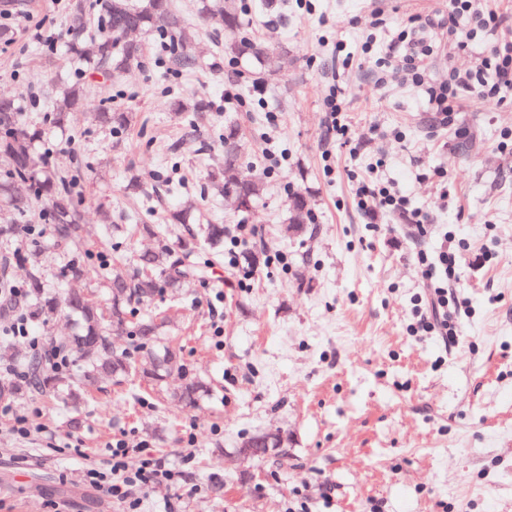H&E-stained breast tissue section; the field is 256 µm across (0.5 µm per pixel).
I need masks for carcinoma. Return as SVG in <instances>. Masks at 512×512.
Segmentation results:
<instances>
[{
  "label": "carcinoma",
  "mask_w": 512,
  "mask_h": 512,
  "mask_svg": "<svg viewBox=\"0 0 512 512\" xmlns=\"http://www.w3.org/2000/svg\"><path fill=\"white\" fill-rule=\"evenodd\" d=\"M103 36L100 38L95 66L114 75L144 63L143 42L131 41L125 32L139 34L156 32L165 39L168 62L176 72L190 70L196 65L191 39L183 15L173 0H104ZM199 13L219 17L224 22V52L249 53L257 59L270 55L268 46L242 37L243 24L235 0H202ZM84 7L76 5L69 20V50L78 57L86 56ZM86 105V89L80 83L65 87L55 98L49 119L62 129L68 126L69 115ZM210 106L203 99L190 103L180 101L177 111L188 113V129L193 131ZM97 119L113 131H123L130 124L127 112H100ZM42 131L28 122L11 98H0V161L5 166L0 176V203L17 214L26 212L32 196L46 198L49 208L50 231L59 244L80 249L86 245L85 225L75 202L74 191L49 167L45 158L36 154L35 143ZM224 166L211 174L222 185L224 193L232 196L239 211L249 210L260 198L263 184L251 177L236 150V132H224ZM289 228L296 236L306 234L312 224L311 204L306 196H294ZM134 230L155 233L151 224H114L112 235L122 237ZM227 230L222 224H207L199 234L176 246L164 244L157 250L138 256L130 275L114 277L98 273L112 304H102L96 291L66 290L57 295L49 290L41 270V253L33 251L26 257L29 273L24 281L27 317L46 321L60 310L77 317L78 331L55 337L48 346L30 353L23 369L0 377V401L9 402L21 396L39 392L61 401L73 412L86 403L87 389L100 376L109 375L118 381L134 380L137 375L157 383L175 371L182 370L180 355L172 348L161 353L153 350L166 320L155 315L141 317L130 324L131 307L154 305L165 288L177 289L189 277L199 273L201 265L196 255L201 250L220 251ZM132 325L134 352L118 353L112 349V328ZM65 351L78 359V372L58 374L52 364L53 355ZM202 381L189 378L180 390L170 393L173 401L184 409L195 407L201 393Z\"/></svg>",
  "instance_id": "obj_1"
}]
</instances>
